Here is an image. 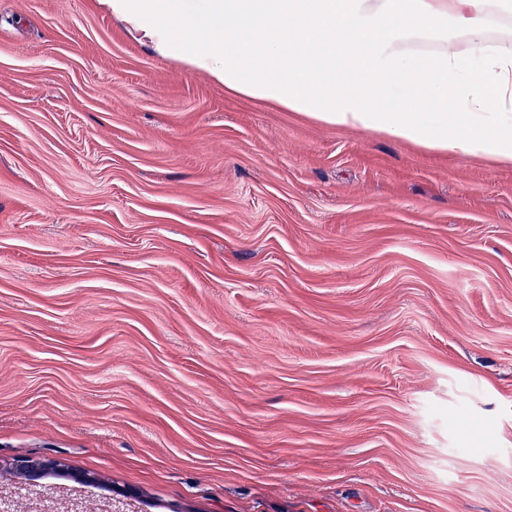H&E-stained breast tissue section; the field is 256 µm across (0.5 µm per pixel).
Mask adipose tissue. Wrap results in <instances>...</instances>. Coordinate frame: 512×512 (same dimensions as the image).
I'll return each mask as SVG.
<instances>
[{"mask_svg":"<svg viewBox=\"0 0 512 512\" xmlns=\"http://www.w3.org/2000/svg\"><path fill=\"white\" fill-rule=\"evenodd\" d=\"M103 2L240 97L512 166V0Z\"/></svg>","mask_w":512,"mask_h":512,"instance_id":"adipose-tissue-1","label":"adipose tissue"}]
</instances>
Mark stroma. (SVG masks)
<instances>
[{"instance_id":"obj_1","label":"stroma","mask_w":512,"mask_h":512,"mask_svg":"<svg viewBox=\"0 0 512 512\" xmlns=\"http://www.w3.org/2000/svg\"><path fill=\"white\" fill-rule=\"evenodd\" d=\"M34 488L512 512V167L232 94L99 0H0V497Z\"/></svg>"}]
</instances>
